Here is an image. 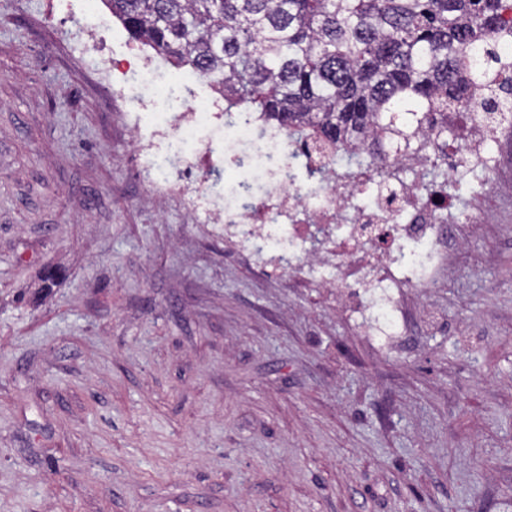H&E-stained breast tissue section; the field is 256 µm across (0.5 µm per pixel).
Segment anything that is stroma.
Wrapping results in <instances>:
<instances>
[{"instance_id":"stroma-1","label":"stroma","mask_w":512,"mask_h":512,"mask_svg":"<svg viewBox=\"0 0 512 512\" xmlns=\"http://www.w3.org/2000/svg\"><path fill=\"white\" fill-rule=\"evenodd\" d=\"M82 0H0V512H512V193L382 339L139 178Z\"/></svg>"}]
</instances>
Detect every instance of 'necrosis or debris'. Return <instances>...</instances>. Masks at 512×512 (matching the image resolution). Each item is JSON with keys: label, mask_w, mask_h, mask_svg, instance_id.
<instances>
[{"label": "necrosis or debris", "mask_w": 512, "mask_h": 512, "mask_svg": "<svg viewBox=\"0 0 512 512\" xmlns=\"http://www.w3.org/2000/svg\"><path fill=\"white\" fill-rule=\"evenodd\" d=\"M118 96L146 126L172 127L178 143L194 141L191 154L174 170L140 155L141 180L161 195H177L209 223L222 225L226 240L258 264H277L279 273L311 288L348 289L341 304L351 320L370 331L405 332L395 316L396 290L431 288L458 255L448 248L459 224H481L478 202L512 154V120L489 121L487 96L474 91L465 113L424 128L422 149L403 157L391 143L387 162L348 164L347 151L321 160L303 139L286 134L254 112L222 115L224 161L238 178L224 187V204H210V186L190 187L195 165H214V144L198 138L212 123V103L194 94L183 99L174 118L143 111L145 94L167 98L178 76L162 71L148 56L113 64ZM461 135L445 141L444 126Z\"/></svg>", "instance_id": "obj_1"}]
</instances>
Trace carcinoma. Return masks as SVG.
Here are the masks:
<instances>
[{"instance_id":"carcinoma-1","label":"carcinoma","mask_w":512,"mask_h":512,"mask_svg":"<svg viewBox=\"0 0 512 512\" xmlns=\"http://www.w3.org/2000/svg\"><path fill=\"white\" fill-rule=\"evenodd\" d=\"M137 43L290 135L339 151L360 132L407 149L471 87L512 112L498 34L512 0H103Z\"/></svg>"}]
</instances>
